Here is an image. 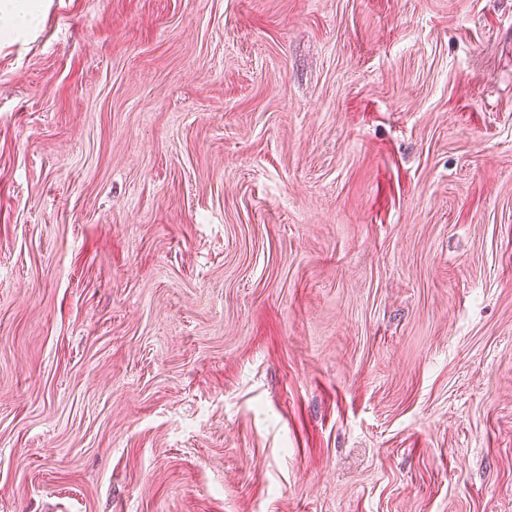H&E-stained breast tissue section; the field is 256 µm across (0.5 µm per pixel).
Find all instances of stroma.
<instances>
[{
  "label": "stroma",
  "instance_id": "1",
  "mask_svg": "<svg viewBox=\"0 0 512 512\" xmlns=\"http://www.w3.org/2000/svg\"><path fill=\"white\" fill-rule=\"evenodd\" d=\"M0 512H512V0L0 42Z\"/></svg>",
  "mask_w": 512,
  "mask_h": 512
}]
</instances>
